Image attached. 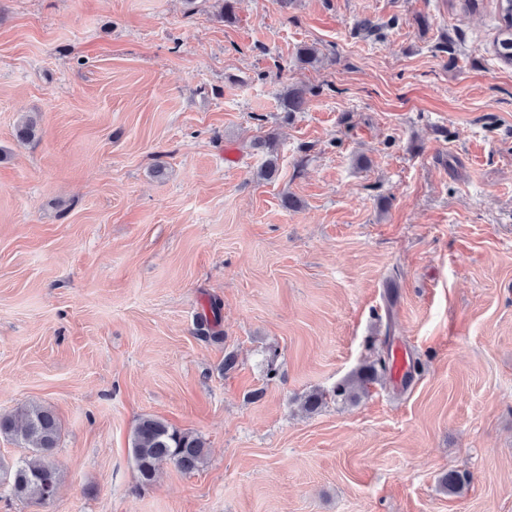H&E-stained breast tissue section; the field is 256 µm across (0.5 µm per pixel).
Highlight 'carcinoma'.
Wrapping results in <instances>:
<instances>
[{"instance_id": "carcinoma-1", "label": "carcinoma", "mask_w": 512, "mask_h": 512, "mask_svg": "<svg viewBox=\"0 0 512 512\" xmlns=\"http://www.w3.org/2000/svg\"><path fill=\"white\" fill-rule=\"evenodd\" d=\"M501 26L494 52L498 59L512 65V0H499ZM310 89L294 84L280 95V109L287 115L303 112ZM390 364L379 357L338 384L334 396L343 401H355L359 394L387 372ZM0 436L30 452V456L9 465L0 460V483L6 482L12 496L19 500L44 504L51 500L61 480V470L55 458L60 437V423L52 409L38 404L18 407L9 414H0ZM130 448L138 480L150 484L156 478V466L170 460L183 471H194L207 460L206 442L199 436L175 428L166 421L145 415L140 417L130 434ZM466 476L458 471L445 474L440 484L450 494L460 493Z\"/></svg>"}]
</instances>
